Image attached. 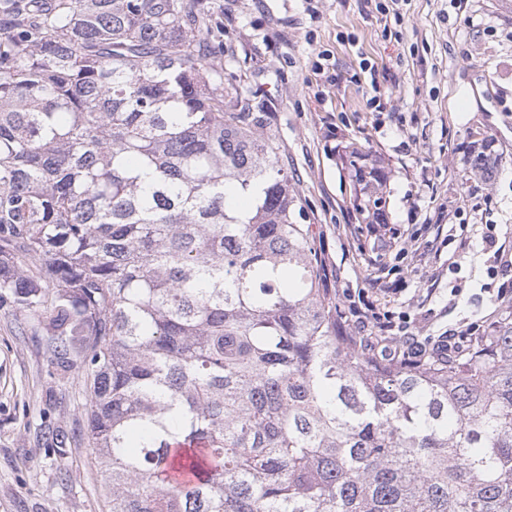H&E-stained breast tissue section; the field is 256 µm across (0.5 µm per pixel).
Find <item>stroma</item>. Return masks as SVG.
Listing matches in <instances>:
<instances>
[{"label": "stroma", "mask_w": 512, "mask_h": 512, "mask_svg": "<svg viewBox=\"0 0 512 512\" xmlns=\"http://www.w3.org/2000/svg\"><path fill=\"white\" fill-rule=\"evenodd\" d=\"M210 5L225 73L265 106L337 300L369 291L432 341L500 311L482 237L495 225L512 250V0H403L398 22L363 0ZM321 51L335 84L313 68ZM373 79L390 91L376 112ZM352 142L389 171L386 223L357 221L342 160ZM483 147L486 175L470 166ZM484 196L490 208L473 210ZM51 359L41 326L0 299V512H110L78 435L83 376ZM58 433L72 438L63 455Z\"/></svg>", "instance_id": "1"}]
</instances>
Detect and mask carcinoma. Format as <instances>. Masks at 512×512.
<instances>
[{
	"label": "carcinoma",
	"mask_w": 512,
	"mask_h": 512,
	"mask_svg": "<svg viewBox=\"0 0 512 512\" xmlns=\"http://www.w3.org/2000/svg\"><path fill=\"white\" fill-rule=\"evenodd\" d=\"M208 0H0V294L80 363L111 512H512V310L463 356L343 332ZM353 146L361 224L387 175Z\"/></svg>",
	"instance_id": "1"
}]
</instances>
